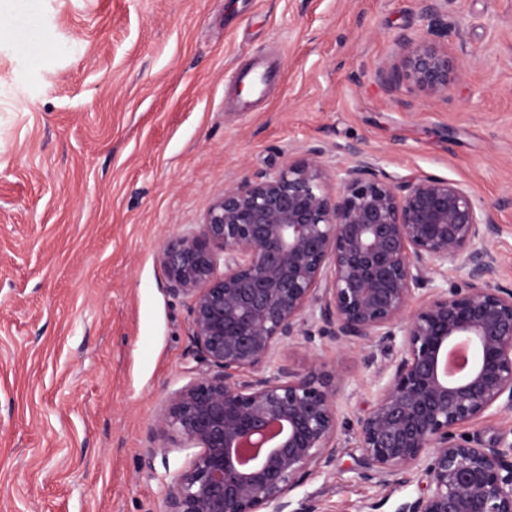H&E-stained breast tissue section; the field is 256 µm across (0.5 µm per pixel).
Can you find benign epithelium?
I'll list each match as a JSON object with an SVG mask.
<instances>
[{
  "label": "benign epithelium",
  "mask_w": 512,
  "mask_h": 512,
  "mask_svg": "<svg viewBox=\"0 0 512 512\" xmlns=\"http://www.w3.org/2000/svg\"><path fill=\"white\" fill-rule=\"evenodd\" d=\"M448 27V0H421ZM432 30L396 39L380 73L446 93L457 59ZM330 170L325 150L274 173L224 183L199 230L158 252L169 290L190 303L205 369L174 391L144 455L196 448L168 486L166 512H288L291 494L346 448L358 476L387 487L417 480L403 512H512V441L464 431L512 409V286L499 281L491 204L438 176L398 177L352 145ZM224 271H219V267ZM460 274L452 288L434 275ZM401 337L378 370L379 394L341 438L338 386L282 356L290 345L341 347Z\"/></svg>",
  "instance_id": "1"
}]
</instances>
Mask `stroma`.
I'll list each match as a JSON object with an SVG mask.
<instances>
[{
    "instance_id": "35a3bbf8",
    "label": "stroma",
    "mask_w": 512,
    "mask_h": 512,
    "mask_svg": "<svg viewBox=\"0 0 512 512\" xmlns=\"http://www.w3.org/2000/svg\"><path fill=\"white\" fill-rule=\"evenodd\" d=\"M419 0H0V512H165L196 451L142 453L197 376L188 301L157 261L232 176L352 142L396 176L512 194V0H450L437 41L463 74L429 95L377 81ZM269 69L251 96L238 73ZM341 382L356 421L388 346L284 351ZM337 457L292 512H402Z\"/></svg>"
}]
</instances>
